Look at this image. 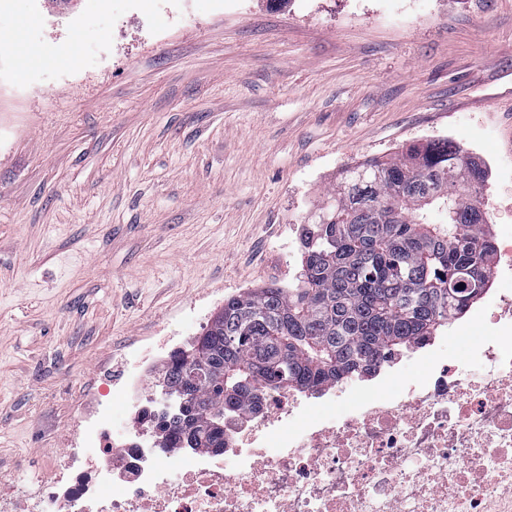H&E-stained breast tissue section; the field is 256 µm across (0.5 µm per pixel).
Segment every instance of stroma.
I'll return each instance as SVG.
<instances>
[{
    "label": "stroma",
    "instance_id": "35a3bbf8",
    "mask_svg": "<svg viewBox=\"0 0 512 512\" xmlns=\"http://www.w3.org/2000/svg\"><path fill=\"white\" fill-rule=\"evenodd\" d=\"M0 490L226 298L301 271L340 171L448 138L512 225V0H6Z\"/></svg>",
    "mask_w": 512,
    "mask_h": 512
}]
</instances>
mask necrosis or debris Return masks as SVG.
<instances>
[{"mask_svg": "<svg viewBox=\"0 0 512 512\" xmlns=\"http://www.w3.org/2000/svg\"><path fill=\"white\" fill-rule=\"evenodd\" d=\"M494 310L482 333L398 399L380 386L268 393L258 416L224 424V456L164 448L141 432L145 379L94 398L55 470L0 494V512H512V233L496 231ZM484 368L472 380L470 367ZM131 426L112 430L114 407Z\"/></svg>", "mask_w": 512, "mask_h": 512, "instance_id": "4bbe7bcc", "label": "necrosis or debris"}]
</instances>
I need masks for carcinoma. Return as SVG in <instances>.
I'll use <instances>...</instances> for the list:
<instances>
[{
  "label": "carcinoma",
  "mask_w": 512,
  "mask_h": 512,
  "mask_svg": "<svg viewBox=\"0 0 512 512\" xmlns=\"http://www.w3.org/2000/svg\"><path fill=\"white\" fill-rule=\"evenodd\" d=\"M487 171L448 139L403 146L344 168L333 203L302 225V272L288 288L232 296L200 336L174 351L157 382L172 395L154 427L165 448L212 450L227 416L260 412L268 391L315 392L373 375L431 340L488 287L495 244L479 207ZM215 374L188 387L187 363ZM192 389L196 404L181 407Z\"/></svg>",
  "instance_id": "obj_1"
}]
</instances>
